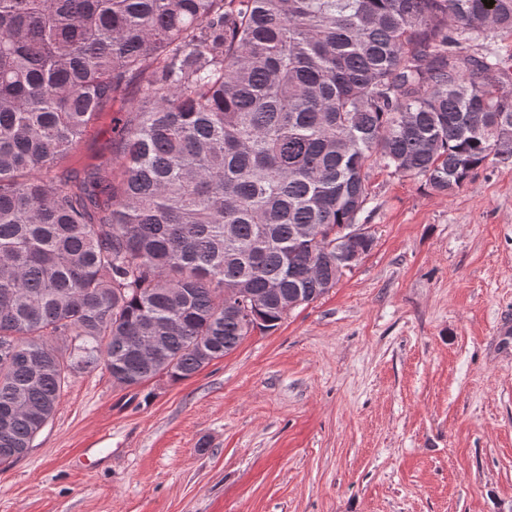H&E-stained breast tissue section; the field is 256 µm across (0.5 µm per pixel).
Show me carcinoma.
Segmentation results:
<instances>
[{
  "mask_svg": "<svg viewBox=\"0 0 512 512\" xmlns=\"http://www.w3.org/2000/svg\"><path fill=\"white\" fill-rule=\"evenodd\" d=\"M512 0H0V465L72 377L187 379L367 256L375 167L512 159ZM112 161L61 162L111 105Z\"/></svg>",
  "mask_w": 512,
  "mask_h": 512,
  "instance_id": "cac0c4a2",
  "label": "carcinoma"
}]
</instances>
